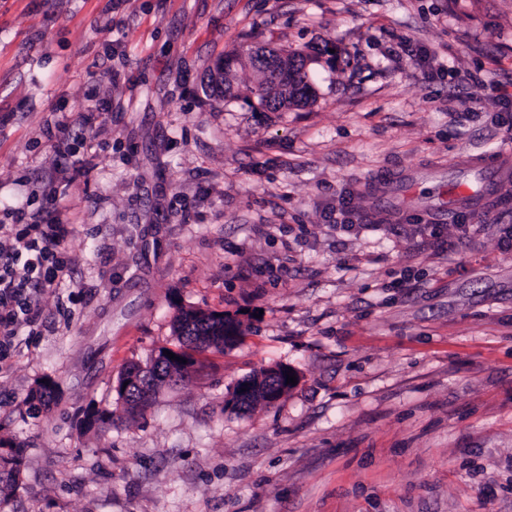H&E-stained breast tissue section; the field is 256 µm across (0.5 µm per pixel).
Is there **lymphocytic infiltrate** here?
Returning a JSON list of instances; mask_svg holds the SVG:
<instances>
[{"label":"lymphocytic infiltrate","instance_id":"f902f5d3","mask_svg":"<svg viewBox=\"0 0 512 512\" xmlns=\"http://www.w3.org/2000/svg\"><path fill=\"white\" fill-rule=\"evenodd\" d=\"M108 107L90 98L72 121H58L44 133L58 155L74 156L78 132L99 124ZM66 193H51L38 209H0V359L14 341L37 322V305L45 294H58L72 279L67 254L74 224Z\"/></svg>","mask_w":512,"mask_h":512}]
</instances>
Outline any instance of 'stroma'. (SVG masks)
<instances>
[{"label":"stroma","instance_id":"obj_1","mask_svg":"<svg viewBox=\"0 0 512 512\" xmlns=\"http://www.w3.org/2000/svg\"><path fill=\"white\" fill-rule=\"evenodd\" d=\"M259 48L337 58L309 66L314 103L266 112ZM232 50L234 98L206 97ZM507 92L512 0H0V204L44 203L54 113L112 101L73 301L45 298L0 374L23 449L0 512H512V181L466 235L438 195L479 190ZM182 307L246 333L129 417L117 377L178 348ZM276 364L295 388L225 409Z\"/></svg>","mask_w":512,"mask_h":512}]
</instances>
